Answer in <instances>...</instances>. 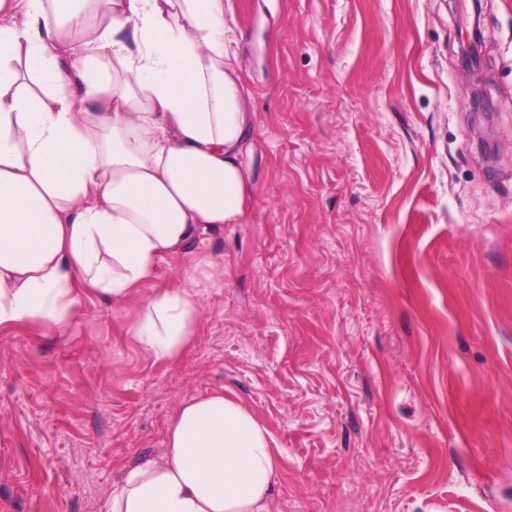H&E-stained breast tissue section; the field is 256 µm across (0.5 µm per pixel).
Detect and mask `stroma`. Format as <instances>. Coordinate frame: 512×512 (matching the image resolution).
I'll use <instances>...</instances> for the list:
<instances>
[{"mask_svg": "<svg viewBox=\"0 0 512 512\" xmlns=\"http://www.w3.org/2000/svg\"><path fill=\"white\" fill-rule=\"evenodd\" d=\"M479 2L474 76L464 0H224L255 190L159 279L224 282L172 364L95 298L0 331V512H104L218 389L278 444L272 512H512V0Z\"/></svg>", "mask_w": 512, "mask_h": 512, "instance_id": "35a3bbf8", "label": "stroma"}]
</instances>
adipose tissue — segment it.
<instances>
[{
    "instance_id": "ef3b65f1",
    "label": "adipose tissue",
    "mask_w": 512,
    "mask_h": 512,
    "mask_svg": "<svg viewBox=\"0 0 512 512\" xmlns=\"http://www.w3.org/2000/svg\"><path fill=\"white\" fill-rule=\"evenodd\" d=\"M0 0V330L49 335L85 299L133 309L158 364L193 347L204 278L158 286L201 235L244 223L255 114L224 0ZM277 444L216 391L183 402L107 512H271Z\"/></svg>"
}]
</instances>
